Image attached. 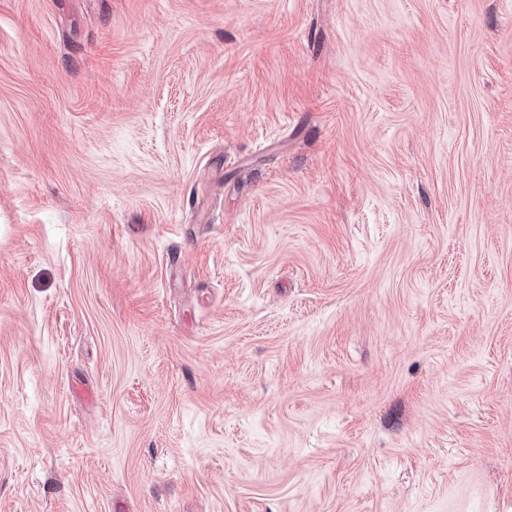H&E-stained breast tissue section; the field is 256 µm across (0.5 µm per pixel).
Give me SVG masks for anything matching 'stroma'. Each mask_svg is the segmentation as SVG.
<instances>
[{"label": "stroma", "instance_id": "obj_1", "mask_svg": "<svg viewBox=\"0 0 512 512\" xmlns=\"http://www.w3.org/2000/svg\"><path fill=\"white\" fill-rule=\"evenodd\" d=\"M0 512H512V0H0Z\"/></svg>", "mask_w": 512, "mask_h": 512}]
</instances>
